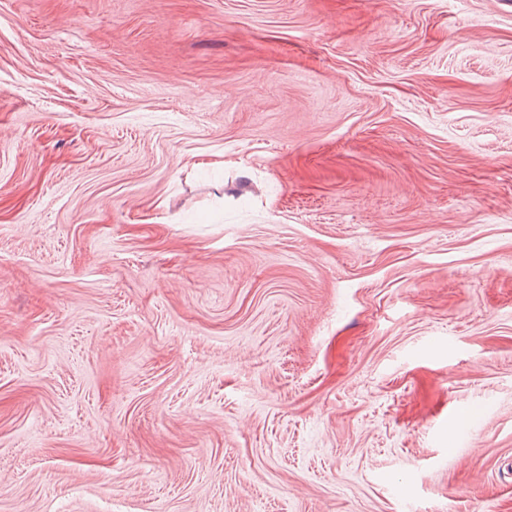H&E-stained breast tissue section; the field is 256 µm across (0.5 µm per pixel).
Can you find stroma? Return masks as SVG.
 I'll return each mask as SVG.
<instances>
[{"instance_id": "1", "label": "stroma", "mask_w": 512, "mask_h": 512, "mask_svg": "<svg viewBox=\"0 0 512 512\" xmlns=\"http://www.w3.org/2000/svg\"><path fill=\"white\" fill-rule=\"evenodd\" d=\"M0 512H512V0H0Z\"/></svg>"}]
</instances>
